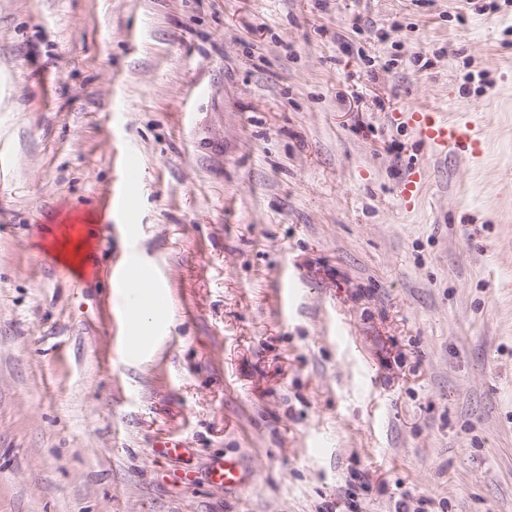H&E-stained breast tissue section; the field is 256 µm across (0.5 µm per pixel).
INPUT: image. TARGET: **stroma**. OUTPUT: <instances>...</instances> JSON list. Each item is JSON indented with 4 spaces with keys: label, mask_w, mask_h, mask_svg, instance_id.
Returning <instances> with one entry per match:
<instances>
[{
    "label": "stroma",
    "mask_w": 512,
    "mask_h": 512,
    "mask_svg": "<svg viewBox=\"0 0 512 512\" xmlns=\"http://www.w3.org/2000/svg\"><path fill=\"white\" fill-rule=\"evenodd\" d=\"M484 3L0 0V512H512V0ZM417 107L469 111L483 161L425 152ZM131 263L166 307L132 355ZM211 478L214 483L232 487L241 484L244 480L243 472L238 462L232 459L216 462L212 467Z\"/></svg>",
    "instance_id": "1"
}]
</instances>
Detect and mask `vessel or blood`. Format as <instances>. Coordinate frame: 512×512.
Wrapping results in <instances>:
<instances>
[{"label": "vessel or blood", "instance_id": "vessel-or-blood-1", "mask_svg": "<svg viewBox=\"0 0 512 512\" xmlns=\"http://www.w3.org/2000/svg\"><path fill=\"white\" fill-rule=\"evenodd\" d=\"M404 118L420 145L429 151H452L472 162L485 153L486 141L469 114L451 118L435 109L415 108L405 112ZM211 478L215 483L232 487L241 484L244 475L238 462L227 459L215 463Z\"/></svg>", "mask_w": 512, "mask_h": 512}]
</instances>
